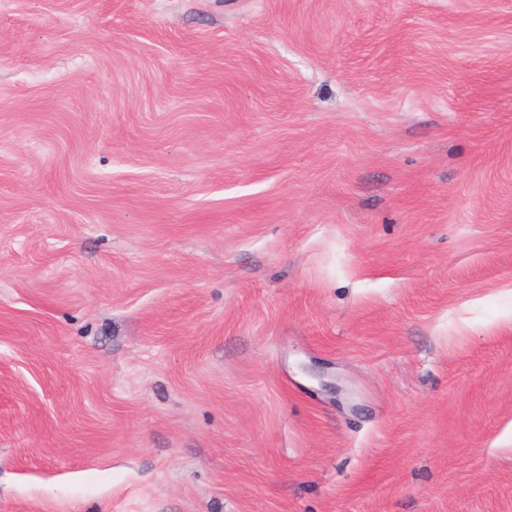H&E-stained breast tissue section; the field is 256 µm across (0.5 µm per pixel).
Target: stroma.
Returning a JSON list of instances; mask_svg holds the SVG:
<instances>
[{
	"label": "stroma",
	"instance_id": "obj_1",
	"mask_svg": "<svg viewBox=\"0 0 512 512\" xmlns=\"http://www.w3.org/2000/svg\"><path fill=\"white\" fill-rule=\"evenodd\" d=\"M0 512H512V0H0Z\"/></svg>",
	"mask_w": 512,
	"mask_h": 512
}]
</instances>
